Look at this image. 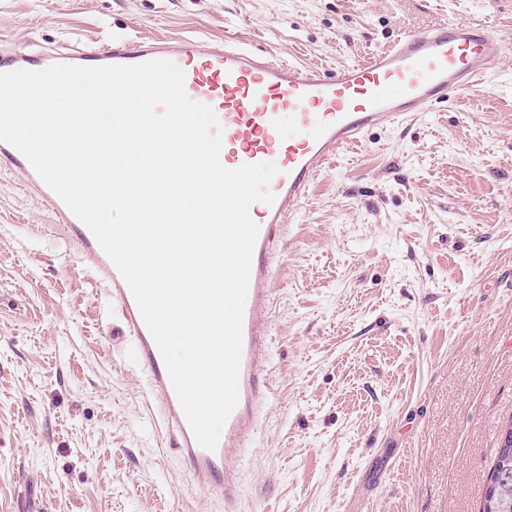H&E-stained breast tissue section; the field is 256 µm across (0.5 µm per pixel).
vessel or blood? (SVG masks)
I'll return each instance as SVG.
<instances>
[{
    "label": "vessel or blood",
    "instance_id": "1",
    "mask_svg": "<svg viewBox=\"0 0 512 512\" xmlns=\"http://www.w3.org/2000/svg\"><path fill=\"white\" fill-rule=\"evenodd\" d=\"M506 53L483 25L450 20L401 35L369 59L329 72L253 52L234 37L213 46L198 37L120 36L90 48L37 55L0 51V72L42 70L54 64L133 65L168 60L185 74L187 94L217 106L222 128L220 161L228 168L272 162L273 204L253 203L259 226L244 307L239 402L228 417L216 450L196 441L173 389L161 354L135 299L95 237L41 180L25 157L0 142V164L33 187L59 219V229L93 262L133 345L134 359L168 429L169 454L183 460L194 482L224 497L225 512H237L243 489L230 452L245 449L257 432L256 407L267 391L270 347V285L288 216L299 208L330 159L376 128L476 90Z\"/></svg>",
    "mask_w": 512,
    "mask_h": 512
}]
</instances>
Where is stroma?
Returning a JSON list of instances; mask_svg holds the SVG:
<instances>
[{"label": "stroma", "instance_id": "stroma-1", "mask_svg": "<svg viewBox=\"0 0 512 512\" xmlns=\"http://www.w3.org/2000/svg\"><path fill=\"white\" fill-rule=\"evenodd\" d=\"M448 20L512 43V0H0V49L231 33L333 70ZM52 222L0 173V512H224ZM287 224L242 512H479L512 421V53L339 153Z\"/></svg>", "mask_w": 512, "mask_h": 512}]
</instances>
